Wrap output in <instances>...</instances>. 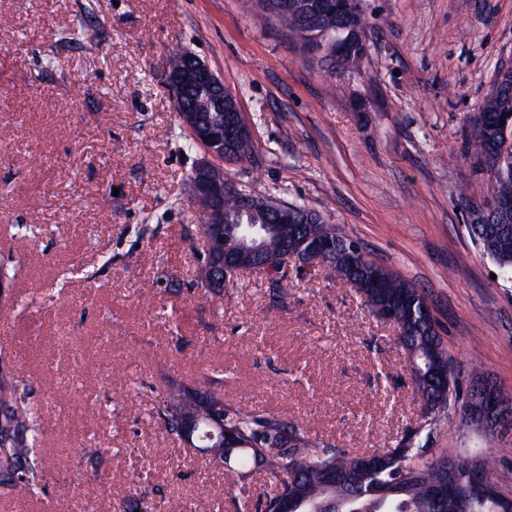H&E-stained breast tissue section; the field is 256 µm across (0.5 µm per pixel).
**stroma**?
I'll list each match as a JSON object with an SVG mask.
<instances>
[{"instance_id": "1", "label": "stroma", "mask_w": 512, "mask_h": 512, "mask_svg": "<svg viewBox=\"0 0 512 512\" xmlns=\"http://www.w3.org/2000/svg\"><path fill=\"white\" fill-rule=\"evenodd\" d=\"M368 49L336 71L250 0H0V267L15 315L0 361L46 424V488L0 512H245L257 474L186 455L152 416L169 385L221 376L227 402L287 417L350 451L418 425L397 329L339 277L198 275L207 156L168 88L172 55L204 60L237 98L253 152L224 162L240 190L323 213L421 288L461 387L512 391V280L475 244L487 198L476 117L512 67V0H360ZM427 445L488 448L512 497V435L449 414Z\"/></svg>"}]
</instances>
